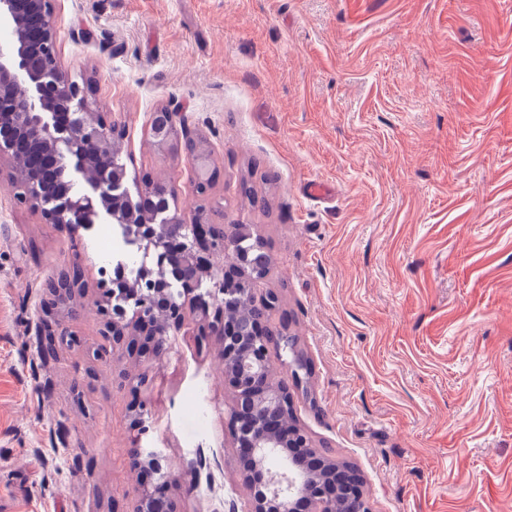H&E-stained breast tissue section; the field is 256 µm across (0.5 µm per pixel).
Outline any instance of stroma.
I'll return each mask as SVG.
<instances>
[{"instance_id": "1", "label": "stroma", "mask_w": 512, "mask_h": 512, "mask_svg": "<svg viewBox=\"0 0 512 512\" xmlns=\"http://www.w3.org/2000/svg\"><path fill=\"white\" fill-rule=\"evenodd\" d=\"M61 66L123 127L117 160L177 190L185 223L252 224L312 373L315 447L354 465L370 512H512V0H52ZM205 137L207 195L148 133ZM252 176L265 206L242 203ZM318 182L326 198L305 188ZM0 169V512H133L131 404L176 468L177 512H244L232 393L186 313L163 361L106 358L90 299L141 254L119 225L45 223ZM79 259L81 338L43 358L45 281Z\"/></svg>"}]
</instances>
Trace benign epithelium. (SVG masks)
Segmentation results:
<instances>
[{"label":"benign epithelium","instance_id":"obj_1","mask_svg":"<svg viewBox=\"0 0 512 512\" xmlns=\"http://www.w3.org/2000/svg\"><path fill=\"white\" fill-rule=\"evenodd\" d=\"M26 5L22 12L18 0H0V23L7 24L12 34L8 46L0 44V146L14 159L35 144L50 159L38 156L26 168H12L22 189L20 200L39 211L48 224H65L79 211L86 213L80 227L89 229L103 214L127 225L129 240L145 255H156L158 271L144 263L137 282L128 283L120 294L106 293L101 304L104 339L129 351L144 340L158 358L181 330L183 308L190 305L215 338L224 362V384L234 393L230 424L243 476L247 481L260 477L269 489L248 503L246 512H298L301 506L305 512H334L330 504L336 470L326 477L321 469L295 463L289 449L312 447L310 438L300 425L289 429L273 417L282 400L292 403L294 398L288 379L273 374L271 324L259 320L243 330L224 321V308L246 297V289L226 288L224 282L246 277V267L257 264V256L244 246L252 239V225H234V237L228 239L202 224L183 223L180 213L168 208L158 210L152 224L135 223V201L124 189L126 169L112 159L119 129L104 119L91 120L89 87L63 74L51 0H26ZM149 134L166 152L181 150L189 140L199 142L193 158L196 190L204 191L213 183L210 150L178 113H153ZM69 158L78 160L75 171L83 176L93 166L100 171L99 179L88 182L92 195L74 192L71 179L66 196L48 193L50 186L65 179ZM83 292L81 268L75 261L48 279L49 299L38 328L43 355H55L60 346L82 345L61 316ZM131 466L153 475V482L140 489L133 512H175L170 496L174 477L161 449L135 443ZM349 494V512L368 510L360 482L353 477Z\"/></svg>","mask_w":512,"mask_h":512}]
</instances>
